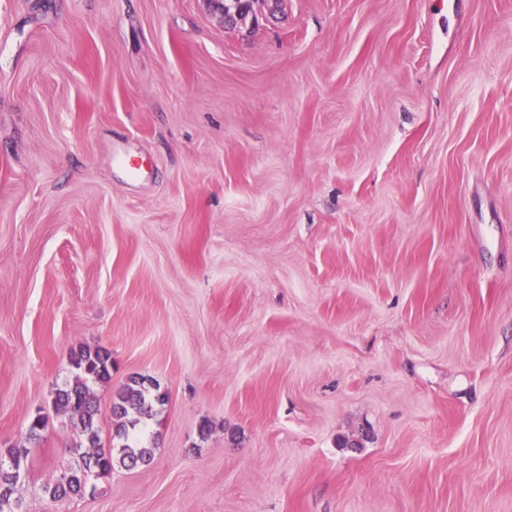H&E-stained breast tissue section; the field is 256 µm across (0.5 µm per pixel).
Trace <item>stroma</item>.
<instances>
[{"label": "stroma", "mask_w": 512, "mask_h": 512, "mask_svg": "<svg viewBox=\"0 0 512 512\" xmlns=\"http://www.w3.org/2000/svg\"><path fill=\"white\" fill-rule=\"evenodd\" d=\"M81 346L102 445L167 402L55 500ZM0 448L22 512H512V0H0ZM236 23L231 27L258 26L259 20L266 19L278 10L276 0H234ZM73 369L72 381L57 388L53 398L56 415L67 418L81 426L86 435L88 450L82 453V467L63 474L45 487L52 499H62L72 495L86 493L90 476H106L114 468V460L126 468L148 464L154 455V447L148 446L138 437L131 436L128 424L133 429L138 420H125L128 410L135 409L141 417L153 416L154 405L163 406L167 395L159 391V386L144 379H131L118 392L112 403V415L118 420L115 437L123 440L117 448H105L99 445L95 429V417L98 412L97 399L93 386L108 383L111 379L112 355L104 347L83 346L73 351L70 361Z\"/></svg>", "instance_id": "obj_1"}]
</instances>
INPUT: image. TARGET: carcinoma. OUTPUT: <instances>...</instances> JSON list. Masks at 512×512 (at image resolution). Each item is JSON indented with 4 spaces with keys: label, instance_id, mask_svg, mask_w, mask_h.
<instances>
[{
    "label": "carcinoma",
    "instance_id": "carcinoma-1",
    "mask_svg": "<svg viewBox=\"0 0 512 512\" xmlns=\"http://www.w3.org/2000/svg\"><path fill=\"white\" fill-rule=\"evenodd\" d=\"M70 364L73 369L72 381L56 389L53 408L56 415L81 426L89 447L82 453V467L60 476L45 487L53 499L84 495L90 477L110 474L116 461L126 468L149 463L154 448L130 434L128 427L135 426L137 421L126 420L128 410H137L143 418L151 417L153 407L162 406L167 401V395L160 392L156 384L136 378L126 383L112 403V415L117 419L115 436L123 444L116 450H106L99 445L95 429L98 405L93 386L110 381L112 355L104 347L83 346L72 353ZM14 461L27 463L26 451L20 448L0 449V488L9 489L8 499L4 502L0 500V512H17L18 502L14 493L18 480L11 468Z\"/></svg>",
    "mask_w": 512,
    "mask_h": 512
}]
</instances>
